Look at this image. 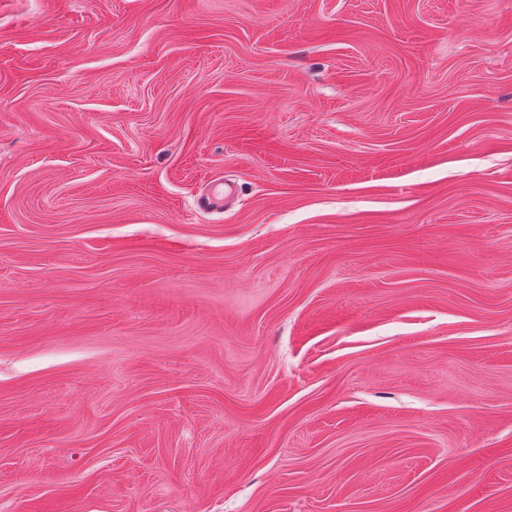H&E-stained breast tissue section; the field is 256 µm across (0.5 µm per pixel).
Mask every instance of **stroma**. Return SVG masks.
<instances>
[{
    "label": "stroma",
    "instance_id": "35a3bbf8",
    "mask_svg": "<svg viewBox=\"0 0 512 512\" xmlns=\"http://www.w3.org/2000/svg\"><path fill=\"white\" fill-rule=\"evenodd\" d=\"M0 512H512V0H0Z\"/></svg>",
    "mask_w": 512,
    "mask_h": 512
}]
</instances>
